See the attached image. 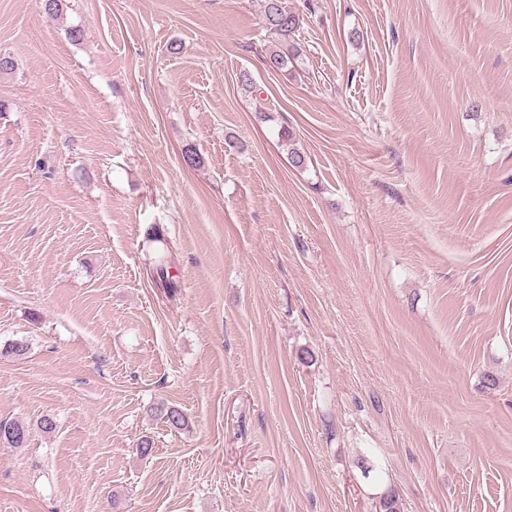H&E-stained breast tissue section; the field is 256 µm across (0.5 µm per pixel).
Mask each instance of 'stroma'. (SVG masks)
<instances>
[{
	"instance_id": "1",
	"label": "stroma",
	"mask_w": 512,
	"mask_h": 512,
	"mask_svg": "<svg viewBox=\"0 0 512 512\" xmlns=\"http://www.w3.org/2000/svg\"><path fill=\"white\" fill-rule=\"evenodd\" d=\"M286 4L0 0V512H512V0ZM262 23L279 41V46L267 51L265 65L276 72H288L289 64L293 68L300 57V50L290 44L301 27L300 14L290 10L285 0H263ZM154 243H161L162 248L156 247L153 249V254L150 257L152 269H154L155 282L159 288H165L167 291L172 292L178 288L177 283L169 276L168 269L170 268L171 258L169 257L168 247L164 249V241L157 233L152 237ZM156 273V275H155ZM31 429L28 423L21 420H0V444L9 448H24Z\"/></svg>"
}]
</instances>
